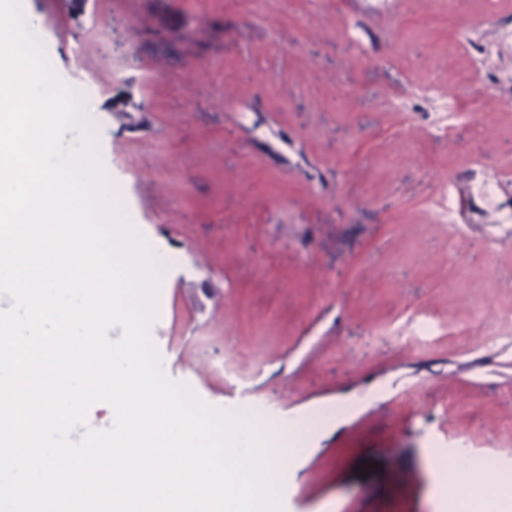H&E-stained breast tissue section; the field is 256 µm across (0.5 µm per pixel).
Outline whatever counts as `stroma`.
I'll use <instances>...</instances> for the list:
<instances>
[{
  "label": "stroma",
  "mask_w": 512,
  "mask_h": 512,
  "mask_svg": "<svg viewBox=\"0 0 512 512\" xmlns=\"http://www.w3.org/2000/svg\"><path fill=\"white\" fill-rule=\"evenodd\" d=\"M160 263L165 376L288 423L280 512H459L512 473V0H22ZM493 83L478 121L451 99ZM368 469L356 474L357 466ZM487 2V14H489L485 19L476 22L467 28H462L458 31L459 41L465 45H472L475 42L474 36L483 29V27L494 20L497 17V12L499 11V1L498 0H486ZM445 493H448L449 498L459 499L465 496L467 500H472L476 497H482L485 493V485L481 475L476 479L469 482L465 492H462L459 484L452 478L448 477V481L442 486Z\"/></svg>",
  "instance_id": "1"
}]
</instances>
